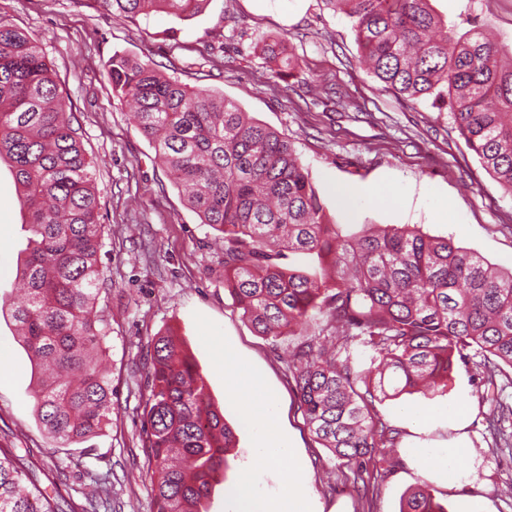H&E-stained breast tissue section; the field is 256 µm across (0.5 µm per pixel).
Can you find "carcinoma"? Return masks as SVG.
<instances>
[{"mask_svg": "<svg viewBox=\"0 0 512 512\" xmlns=\"http://www.w3.org/2000/svg\"><path fill=\"white\" fill-rule=\"evenodd\" d=\"M116 14L162 10L185 21L208 0H103ZM352 21L375 78L409 101L449 112L483 168L512 193V66L474 27L448 33L431 0H324ZM269 62L298 67L284 40L265 42ZM113 94L175 176L201 223L224 237V287L262 336H301L288 372L315 440L362 479L399 430L375 404L420 389L444 393L456 362L480 370L483 413L495 448L512 447V272L408 227L342 233L308 171L276 131L211 90L191 89L129 55L112 56ZM12 168L27 219L23 294L11 306L20 343L41 374L39 423L64 446L111 421L112 379L102 371L107 330L94 307L101 279L98 193L78 130L45 55L0 10V161ZM304 252L314 271L285 266ZM372 352L360 368L353 350ZM143 409L146 474L159 512H203L224 476L235 436L211 402L192 356L170 336L153 340ZM70 512H97L107 482ZM0 512H60L14 448H0ZM399 512H446L423 483Z\"/></svg>", "mask_w": 512, "mask_h": 512, "instance_id": "cac0c4a2", "label": "carcinoma"}]
</instances>
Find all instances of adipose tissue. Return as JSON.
I'll return each mask as SVG.
<instances>
[{"label": "adipose tissue", "instance_id": "obj_1", "mask_svg": "<svg viewBox=\"0 0 512 512\" xmlns=\"http://www.w3.org/2000/svg\"><path fill=\"white\" fill-rule=\"evenodd\" d=\"M224 378L227 391L239 408L243 424L252 428L256 435L250 464L242 471L229 497V512H311L304 468L299 467L289 473L279 495L269 497L257 492L253 480L255 470L271 463L274 457L290 453L291 447L273 435V400L256 378L236 366L225 367ZM448 417L453 420L458 434L449 440L447 447L438 448L427 442H418L408 446L406 452L418 470L435 474L446 483L455 485L464 479L458 468L459 461L472 459L473 450L462 432L464 421L460 409L449 410Z\"/></svg>", "mask_w": 512, "mask_h": 512}]
</instances>
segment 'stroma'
Instances as JSON below:
<instances>
[{"instance_id": "35a3bbf8", "label": "stroma", "mask_w": 512, "mask_h": 512, "mask_svg": "<svg viewBox=\"0 0 512 512\" xmlns=\"http://www.w3.org/2000/svg\"><path fill=\"white\" fill-rule=\"evenodd\" d=\"M0 2L52 63L95 163L104 271L95 310L109 329L113 389L112 422L91 439L92 453L60 446L42 430L33 397L37 378L10 317L26 247L23 213L9 167L0 162V447L28 452L42 487L60 504L83 503L94 473L112 482V512H158L144 473L143 408L151 343L170 332L194 355L237 438L208 512H225L256 440L226 396L228 362L260 379L275 403L274 432L293 448L292 456L255 472L258 491L275 492L299 465L308 474L314 512H399L403 493L424 482L447 512H456L463 496L483 500L489 512H512V497L502 492L512 483V453L492 449L480 413L484 385L473 365L461 363L447 393L406 395L376 410L400 430L405 447L417 440L446 445L456 435L447 411L464 408L475 451L474 461L460 463L468 479L454 486L426 479L402 454L388 471L369 466L374 498H358L350 471L314 441L304 421L286 340L259 336L225 292L223 239L200 222L158 164L127 104L113 94L107 63L117 51L149 62L188 86L224 94L288 139L345 234L367 224L415 226L510 271L512 193L486 172L447 112L384 88L360 62L351 21L323 0H208L188 21L164 12L115 15L101 0ZM432 6L458 32L486 26L512 46V0H432ZM274 36L284 37L297 58L295 76L278 73L261 56V41ZM340 187L359 192L356 208L341 204ZM433 197L452 202L453 222L433 219Z\"/></svg>"}]
</instances>
